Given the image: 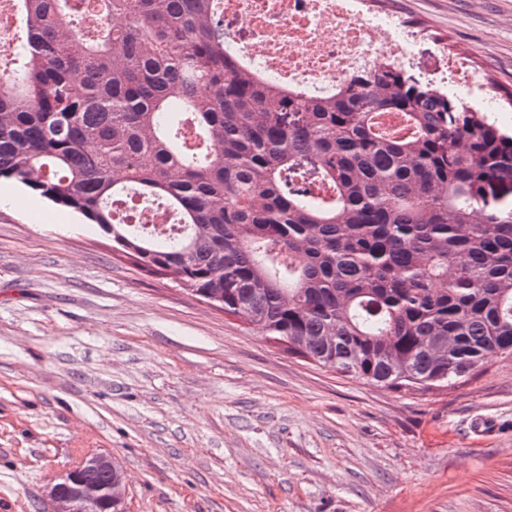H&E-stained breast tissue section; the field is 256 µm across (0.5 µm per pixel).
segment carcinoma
<instances>
[{
  "mask_svg": "<svg viewBox=\"0 0 512 512\" xmlns=\"http://www.w3.org/2000/svg\"><path fill=\"white\" fill-rule=\"evenodd\" d=\"M16 9L0 177L368 384L446 388L512 356V135L486 114L386 67L326 99L276 85L224 48L221 0H98L83 40L81 0ZM128 191L175 213L169 241L116 218Z\"/></svg>",
  "mask_w": 512,
  "mask_h": 512,
  "instance_id": "1",
  "label": "carcinoma"
}]
</instances>
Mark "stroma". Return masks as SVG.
<instances>
[{
	"label": "stroma",
	"mask_w": 512,
	"mask_h": 512,
	"mask_svg": "<svg viewBox=\"0 0 512 512\" xmlns=\"http://www.w3.org/2000/svg\"><path fill=\"white\" fill-rule=\"evenodd\" d=\"M467 50L512 110V0H377ZM0 205V512H47L92 454L126 512H512V357L428 392L368 385L117 253L13 186Z\"/></svg>",
	"instance_id": "1"
}]
</instances>
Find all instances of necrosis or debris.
Masks as SVG:
<instances>
[{
    "label": "necrosis or debris",
    "mask_w": 512,
    "mask_h": 512,
    "mask_svg": "<svg viewBox=\"0 0 512 512\" xmlns=\"http://www.w3.org/2000/svg\"><path fill=\"white\" fill-rule=\"evenodd\" d=\"M224 37L241 64L276 84L324 98L356 78L391 67L466 91L468 107L499 111L467 51L429 43L426 33L365 0H223Z\"/></svg>",
    "instance_id": "necrosis-or-debris-1"
}]
</instances>
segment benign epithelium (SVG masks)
<instances>
[{"label": "benign epithelium", "instance_id": "obj_1", "mask_svg": "<svg viewBox=\"0 0 512 512\" xmlns=\"http://www.w3.org/2000/svg\"><path fill=\"white\" fill-rule=\"evenodd\" d=\"M116 469L112 457L96 454L85 458L77 467L65 472L48 488L51 502L49 512H124L126 485L123 473L110 479L107 485L95 487L86 484L81 472Z\"/></svg>", "mask_w": 512, "mask_h": 512}]
</instances>
